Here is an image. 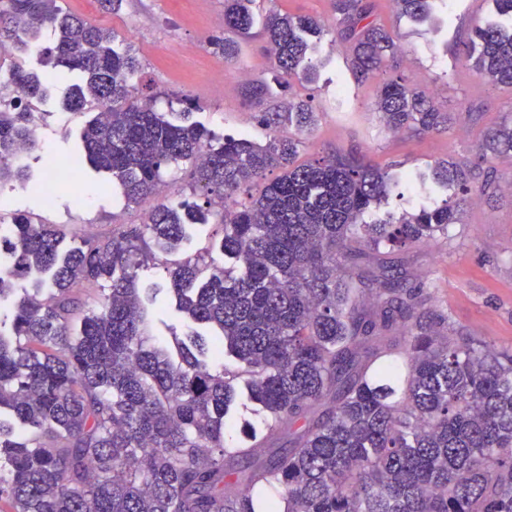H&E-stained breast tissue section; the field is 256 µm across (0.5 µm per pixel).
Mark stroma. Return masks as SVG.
Returning <instances> with one entry per match:
<instances>
[{"label":"stroma","mask_w":512,"mask_h":512,"mask_svg":"<svg viewBox=\"0 0 512 512\" xmlns=\"http://www.w3.org/2000/svg\"><path fill=\"white\" fill-rule=\"evenodd\" d=\"M63 11L88 24L115 32L132 46L145 84L158 93L156 109L166 112L170 99L188 95L198 99L194 121L218 139L247 136L265 143L269 130L245 107L239 88L244 76L272 78L274 62L262 37L241 44L238 60L225 61L211 42L224 32V0H123L119 12L100 9L98 0H59ZM316 18L325 26L317 47L318 68L313 82L292 78L289 93L271 99L270 107L289 96L310 100L318 122L303 133L299 161L327 154L361 153L367 161L401 176L427 173L441 161L469 162L471 184L482 195L461 204L458 221L447 234L430 242L385 254L361 263L362 271L381 277L386 269L403 272L406 284L425 291L430 316L446 317L454 336H477L494 350L512 349V156H482L478 144L484 132L512 118V86L479 81L464 63L475 26L495 18L494 0H441L432 21L418 23L399 15L392 0H378L377 19L396 38L401 70L408 81L428 93L444 112L458 114L449 129L424 135L386 129L374 111L376 75L356 82L347 53L330 30L331 0H254L255 16L270 7ZM223 71V84L213 81ZM58 92L31 100L29 110L42 149L66 156L86 121L71 113L66 125L55 119ZM11 197L12 209L31 214L34 221L62 224L73 233L70 245H79L86 230L106 237L126 224L144 220L142 208L126 205L106 174L92 166L74 171L56 190V204L47 209L17 189L0 191ZM139 285L158 289L148 328L150 342L173 343L181 335L180 321L168 313L169 277L164 258L142 267Z\"/></svg>","instance_id":"obj_1"}]
</instances>
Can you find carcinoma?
<instances>
[{
  "instance_id": "cac0c4a2",
  "label": "carcinoma",
  "mask_w": 512,
  "mask_h": 512,
  "mask_svg": "<svg viewBox=\"0 0 512 512\" xmlns=\"http://www.w3.org/2000/svg\"><path fill=\"white\" fill-rule=\"evenodd\" d=\"M393 2L422 21L432 0ZM252 3L224 0V36L212 46L235 61L239 39L261 24L276 75L241 86L244 102L260 106L293 75L314 78L309 36L323 24L274 7L258 21ZM376 6L333 0L331 30L360 82L399 66ZM46 26L58 39L41 63L67 88L68 108L110 105L83 126L68 166L109 174L145 219L65 250V225L18 212L0 238V512H512V351L442 334L443 318L423 325L422 289L393 277L374 289L349 266L447 231L453 202L369 224L364 215L392 192L387 170L357 155L299 163L293 137L214 144L189 120L195 100L178 99L174 119L156 111L140 61L114 32L57 0H0L1 50ZM467 59L478 78L512 85V27H476ZM9 74L28 97L46 93L38 74ZM376 106L397 131L453 123L402 74L382 83ZM257 119L302 131L316 112L293 97ZM37 147L31 113L0 108V186L35 182L14 158ZM479 151L511 155L512 121L489 129ZM180 165L190 196L159 199L163 174ZM468 172L441 162L432 182L465 196ZM259 181L258 195L238 197ZM212 216L236 268L199 252L175 264L170 284L177 309L219 334L191 329L173 350L147 349L138 271ZM101 286V306H89ZM207 351L235 367L210 369ZM237 380L263 414L241 438L229 424ZM285 424L298 427L291 447L269 453Z\"/></svg>"
}]
</instances>
